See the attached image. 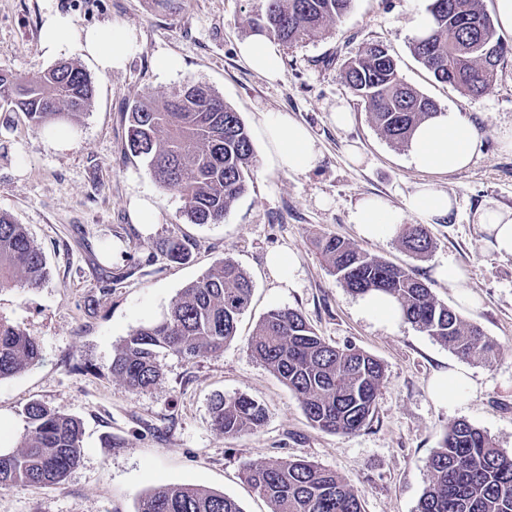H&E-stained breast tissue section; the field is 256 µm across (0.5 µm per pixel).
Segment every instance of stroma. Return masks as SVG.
<instances>
[{"instance_id":"stroma-1","label":"stroma","mask_w":512,"mask_h":512,"mask_svg":"<svg viewBox=\"0 0 512 512\" xmlns=\"http://www.w3.org/2000/svg\"><path fill=\"white\" fill-rule=\"evenodd\" d=\"M429 0H355L350 14L316 40L284 47L283 72L268 81L238 55L260 0H0V73L51 67L39 50L43 14L59 9L79 26L112 22L136 29L140 50L125 69L100 76L78 48L66 61L85 69L95 94L88 112L65 136L75 147L55 150L20 112L0 111V212L25 225L43 252L46 281L37 288L0 291V318L18 324L41 347V359L0 380V453L14 451L33 401L63 410L83 426L78 466L58 485L0 489V512H137L153 488L196 484L235 499L243 512L270 507L241 478L245 463L307 460L335 472L363 493L364 512H417L428 482V460L445 430L465 420L512 452V257L484 253L477 211L493 203L512 209V150L502 130L512 128V54L481 96L437 82L410 52L414 16ZM386 46L405 81L436 103L474 122L482 149L465 170L427 175L406 148L382 137L340 73L363 45ZM180 59L169 72L160 58ZM186 84L210 87L239 112L248 128L255 166L247 191L219 224H194L177 193L162 190L142 161L126 152L125 114L144 91L157 98ZM353 115L349 128L332 120L336 106ZM288 113L312 134L321 151L306 174L270 165L262 115ZM364 161L351 163L349 146ZM431 181L456 199L451 218L429 225L434 245L423 257L396 240L358 236L351 213L364 197L401 207L416 186ZM159 212L151 229L134 223L132 197ZM332 233L390 262L412 267L434 295L463 320L479 325L501 346L490 364L462 363L448 347L410 323L389 330L359 316L358 298L330 274L314 240ZM177 235L190 258L169 261L159 252ZM292 254L296 269L279 281L269 252ZM253 282L249 308L222 353L186 360L161 354V377L145 392L114 379L112 357L138 325L167 312L181 289L224 259ZM444 264L460 266L477 303L459 305L434 279ZM273 308L299 310L319 336L353 345L379 359L385 377L367 424L356 434L313 428L299 400L253 358L248 343ZM466 367L476 390L465 404L441 405L431 393L437 371ZM245 393L267 410L257 431L227 437L214 429L215 395Z\"/></svg>"}]
</instances>
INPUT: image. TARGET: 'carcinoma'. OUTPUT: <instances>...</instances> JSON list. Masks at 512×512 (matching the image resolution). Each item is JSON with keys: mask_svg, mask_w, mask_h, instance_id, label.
<instances>
[{"mask_svg": "<svg viewBox=\"0 0 512 512\" xmlns=\"http://www.w3.org/2000/svg\"><path fill=\"white\" fill-rule=\"evenodd\" d=\"M354 0H262L254 28L286 45L324 35L326 24L344 18ZM429 34L413 41L411 53L435 80L478 97L491 85L512 46L499 36L482 0H432ZM341 79L364 102L380 134L406 146L415 128L437 109L408 85L397 61L380 44H367L345 64ZM90 75L71 62L25 74H0V107L22 112L35 130L77 119L91 103ZM127 151L142 159L151 178L177 192L195 224L224 221L247 189L253 163L251 136L238 112L209 89L187 84L162 101L147 93L128 112ZM414 256L433 240L424 224H404L396 235ZM316 247L348 290L359 296L385 291L400 304L405 321L447 346L465 361L490 364L497 341L465 322L433 295L413 270L394 265L335 236ZM162 251L172 262L190 257V244L171 236ZM48 271L43 252L26 229L0 213V290L39 287ZM253 285L234 262L223 261L181 289L167 314L133 329L115 351L112 375L136 392L160 377L159 355L189 360L219 354L236 336L237 321L251 303ZM253 357L273 372L300 401L311 426L349 435L373 412L383 384V363L352 346L336 347L319 336L301 312L274 308L249 342ZM41 358L38 342L0 319V379L15 376ZM26 427L17 450L0 454V489L62 483L81 457L79 419L41 402L24 409ZM267 412L246 395L213 399L211 419L227 437L258 430ZM430 479L418 512H512V453L498 448L482 429L461 420L447 429L428 461ZM242 476L271 505V512H363L361 490L335 472L304 460L247 463ZM138 512H243L224 494L174 484L141 499Z\"/></svg>", "mask_w": 512, "mask_h": 512, "instance_id": "obj_1", "label": "carcinoma"}]
</instances>
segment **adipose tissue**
<instances>
[{
    "mask_svg": "<svg viewBox=\"0 0 512 512\" xmlns=\"http://www.w3.org/2000/svg\"><path fill=\"white\" fill-rule=\"evenodd\" d=\"M74 45L95 61L104 76L123 69L128 57L139 49L131 27L102 24L84 28L76 26L69 15L48 11L41 26L42 54L55 57ZM238 53L256 73L270 80L279 77L283 48L265 33H252L239 44ZM262 133L273 146L272 162L278 168L306 173L319 164L321 153L311 133L287 113H265ZM481 148L477 127L460 113L442 109L417 128L410 141L409 156L419 170L454 173L468 168ZM455 205L451 194L423 182L401 208L382 198L361 199L351 214V222L361 238L385 240L394 236L409 216L429 223L450 216ZM480 221L488 235L489 252L502 257L512 255V210L483 206ZM358 312L366 320L389 329L398 328L403 322L399 304L380 291L360 296ZM431 389L439 403L460 404L472 395L474 382L466 370H446L435 374Z\"/></svg>",
    "mask_w": 512,
    "mask_h": 512,
    "instance_id": "adipose-tissue-1",
    "label": "adipose tissue"
}]
</instances>
